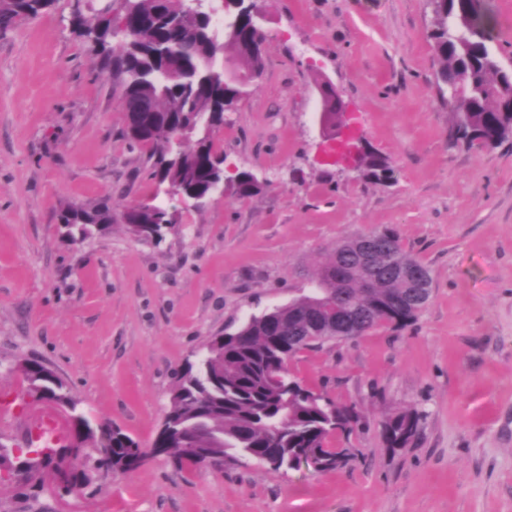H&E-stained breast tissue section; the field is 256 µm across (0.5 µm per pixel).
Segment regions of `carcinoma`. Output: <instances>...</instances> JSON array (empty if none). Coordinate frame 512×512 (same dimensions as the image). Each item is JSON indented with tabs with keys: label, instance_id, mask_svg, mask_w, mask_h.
Masks as SVG:
<instances>
[{
	"label": "carcinoma",
	"instance_id": "1",
	"mask_svg": "<svg viewBox=\"0 0 512 512\" xmlns=\"http://www.w3.org/2000/svg\"><path fill=\"white\" fill-rule=\"evenodd\" d=\"M54 0H0V32H7L21 19H36ZM122 25L129 29L125 47L111 51L116 29L113 19L99 14L88 20L80 14L74 24L112 70L122 88L123 104L151 114L144 128L126 130L134 145L148 146L154 157V176L171 187L210 190L218 164L209 118L233 103L240 89L224 83L216 72L224 49L230 45L241 71L255 74L262 65L261 48L255 42L258 22L244 0H225L228 13L224 26L202 18L191 0H123ZM434 27L429 38L442 61L439 87L451 81L458 69L470 71V87L457 98L456 139L470 145L492 148L512 138V112L502 111L500 86L512 90V74L504 72L490 54L488 12L484 0H435ZM362 176L377 181L393 178L389 163L373 154L364 157ZM239 197L261 191L252 173L242 171L232 184ZM130 233L159 241L176 218L167 207L142 203L121 215ZM112 199L90 208H69L61 215L65 234L75 244L110 229ZM386 242L373 271L345 269L336 272V259L345 253L348 239L336 243L330 258L322 263L314 291L283 306L251 317L224 342L208 341L194 361L177 374L170 405L152 447L179 469L197 467L192 445L224 456V462L254 459L274 471L303 466L316 472L343 468L352 457L350 448H332L333 436H349L360 422L351 406L335 403L305 385L289 369V362L315 341L291 338L290 326L305 311L318 319L326 302L341 300L358 305L371 315L361 333L391 326L402 329L414 323L425 306L409 301L404 281L393 274L403 263L427 276L430 269L407 252L393 230L364 233ZM377 277V288L364 294L362 282ZM27 391L36 400L48 399L70 410L72 434L68 443L56 447L40 443L43 436L28 438L22 448L0 443V470L22 469L28 478L52 471L60 487L69 491L87 486L94 476L107 471L126 472L140 466L146 456L138 441L110 423L92 424L80 411L64 381L37 361L24 364ZM424 414L404 410L381 423V437L391 451L408 447L419 436ZM98 450L97 462L81 471L60 465L67 456Z\"/></svg>",
	"mask_w": 512,
	"mask_h": 512
}]
</instances>
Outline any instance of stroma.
I'll use <instances>...</instances> for the list:
<instances>
[{
  "mask_svg": "<svg viewBox=\"0 0 512 512\" xmlns=\"http://www.w3.org/2000/svg\"><path fill=\"white\" fill-rule=\"evenodd\" d=\"M263 68L211 132L224 176L262 190L205 205L167 195L130 148L120 89L72 24V0L0 34V443L22 444L47 412L24 407L19 369L42 361L85 416L150 447L174 373L204 343L308 294L319 261L353 233L393 229L427 264L429 303L403 329L306 349L292 373L361 423L330 447L329 472L250 459L180 470L166 459L94 479L78 497L0 484V512H512V143L453 142V103L428 33L427 0H254ZM489 49L512 73V0H487ZM330 82L387 183L318 159V86ZM111 197L177 215L155 242L122 220L84 243L60 214ZM424 414L408 448L380 424Z\"/></svg>",
  "mask_w": 512,
  "mask_h": 512,
  "instance_id": "35a3bbf8",
  "label": "stroma"
}]
</instances>
